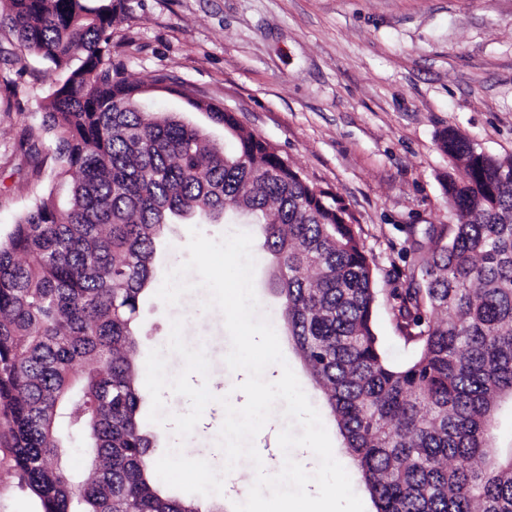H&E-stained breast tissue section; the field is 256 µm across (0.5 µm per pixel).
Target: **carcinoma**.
Instances as JSON below:
<instances>
[{"mask_svg":"<svg viewBox=\"0 0 512 512\" xmlns=\"http://www.w3.org/2000/svg\"><path fill=\"white\" fill-rule=\"evenodd\" d=\"M7 2L0 27L17 61L35 55L64 74L19 141L32 177L48 170L52 185L0 243V449L41 512H199L150 478L134 323L164 225L219 224L229 211L263 225L288 339L376 512H512V453L489 444L512 397V159L442 132L456 223L425 228L422 279L411 268L407 287L384 290L347 207L233 113L177 90L236 139L227 155L177 116L140 110L143 85L112 59L126 0ZM385 291L416 346L404 365L373 327ZM62 427L90 440L78 482L59 465Z\"/></svg>","mask_w":512,"mask_h":512,"instance_id":"1","label":"carcinoma"}]
</instances>
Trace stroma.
Returning <instances> with one entry per match:
<instances>
[{
    "instance_id": "obj_1",
    "label": "stroma",
    "mask_w": 512,
    "mask_h": 512,
    "mask_svg": "<svg viewBox=\"0 0 512 512\" xmlns=\"http://www.w3.org/2000/svg\"><path fill=\"white\" fill-rule=\"evenodd\" d=\"M128 6L112 29V52L126 80L147 86L143 107L180 116L227 153L234 139L173 88L190 84L198 98L234 112L245 129L273 144L354 214L380 287H405L413 230L454 221L443 189L450 166L438 146L441 131L458 130L484 152L512 157V0H129ZM159 77L164 85L157 88ZM59 78L32 56L22 77L27 94L0 93V242L44 188L31 178L17 142L25 126L39 124ZM199 230L214 240L251 234L260 313L282 331L277 261L262 247L260 225L242 217ZM188 241V225L166 227L153 282L139 306L135 362L144 366L158 348L166 352L168 374L179 372L182 359L166 347L172 319H182L187 344L203 348L210 359L206 382L217 400L185 440L168 424L146 420L142 428L156 455L177 445L185 456L219 469L224 410L218 399L226 395L243 405L237 386L245 374L224 363L229 337L221 313L202 308L206 290L173 306L155 296L166 273L187 260ZM374 326L392 362L414 356L415 347L399 337L388 300L380 301ZM280 345L365 512H376L322 392L292 342L284 338ZM254 478L251 464L240 462L225 477L222 494L191 500L200 512L217 506L233 512ZM0 512H41L1 454Z\"/></svg>"
}]
</instances>
